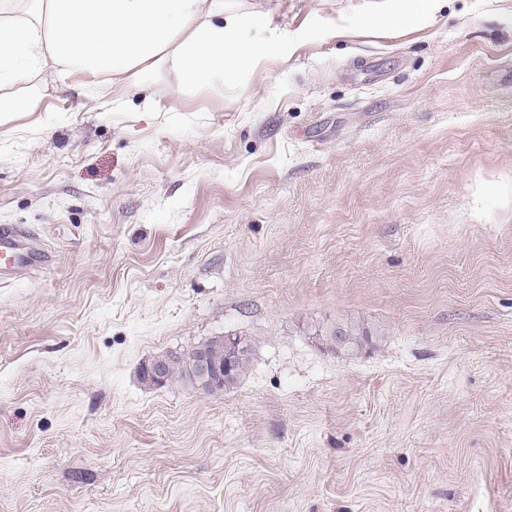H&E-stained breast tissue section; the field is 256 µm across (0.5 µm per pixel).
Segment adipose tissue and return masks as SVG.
<instances>
[{
  "label": "adipose tissue",
  "mask_w": 512,
  "mask_h": 512,
  "mask_svg": "<svg viewBox=\"0 0 512 512\" xmlns=\"http://www.w3.org/2000/svg\"><path fill=\"white\" fill-rule=\"evenodd\" d=\"M240 24L224 0H0V113L71 71L140 90L165 61L178 85L223 81L269 48L239 43Z\"/></svg>",
  "instance_id": "1"
}]
</instances>
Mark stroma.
<instances>
[{
	"instance_id": "stroma-1",
	"label": "stroma",
	"mask_w": 512,
	"mask_h": 512,
	"mask_svg": "<svg viewBox=\"0 0 512 512\" xmlns=\"http://www.w3.org/2000/svg\"><path fill=\"white\" fill-rule=\"evenodd\" d=\"M255 1L223 83L0 116L52 256L0 283V512H512V0ZM225 335L223 393L142 380ZM442 0H394L393 9L389 16L392 23H426Z\"/></svg>"
}]
</instances>
